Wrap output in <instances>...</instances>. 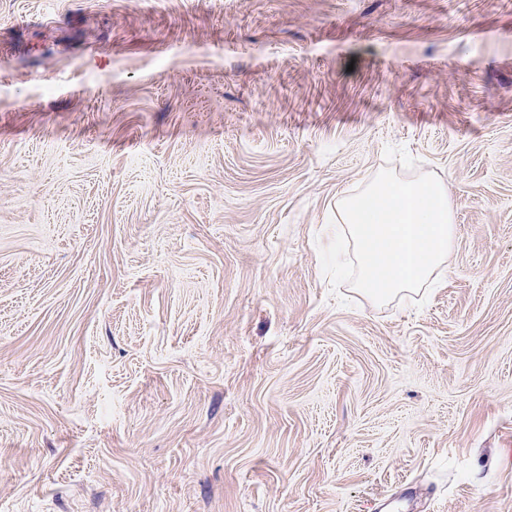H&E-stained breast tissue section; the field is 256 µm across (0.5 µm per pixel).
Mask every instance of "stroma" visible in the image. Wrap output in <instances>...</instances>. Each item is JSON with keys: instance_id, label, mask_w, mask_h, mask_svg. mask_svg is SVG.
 <instances>
[{"instance_id": "1", "label": "stroma", "mask_w": 512, "mask_h": 512, "mask_svg": "<svg viewBox=\"0 0 512 512\" xmlns=\"http://www.w3.org/2000/svg\"><path fill=\"white\" fill-rule=\"evenodd\" d=\"M386 167L420 308L320 266ZM0 512H512V0H0Z\"/></svg>"}]
</instances>
